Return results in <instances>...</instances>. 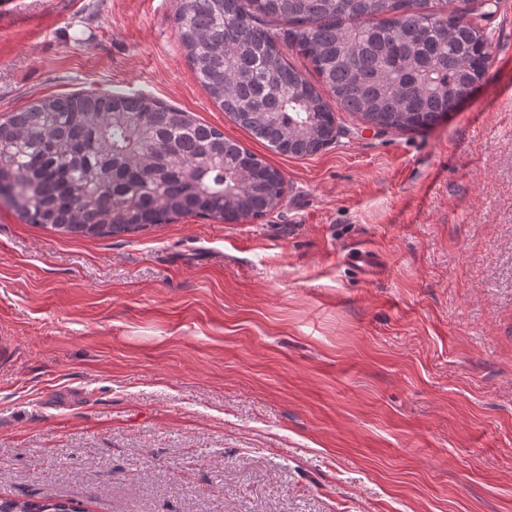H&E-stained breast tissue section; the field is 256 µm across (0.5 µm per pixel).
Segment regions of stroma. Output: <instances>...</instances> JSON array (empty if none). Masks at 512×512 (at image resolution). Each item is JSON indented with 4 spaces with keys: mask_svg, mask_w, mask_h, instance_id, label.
<instances>
[{
    "mask_svg": "<svg viewBox=\"0 0 512 512\" xmlns=\"http://www.w3.org/2000/svg\"><path fill=\"white\" fill-rule=\"evenodd\" d=\"M176 0H14L0 115L143 93L285 179L234 223L70 236L0 205V495L83 512H512V0L433 126L281 155L197 82Z\"/></svg>",
    "mask_w": 512,
    "mask_h": 512,
    "instance_id": "1",
    "label": "stroma"
}]
</instances>
